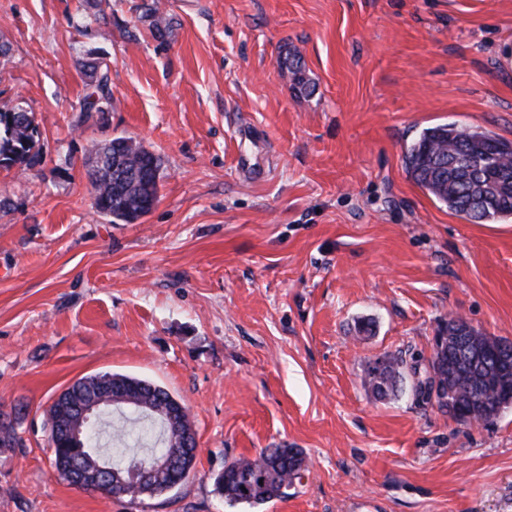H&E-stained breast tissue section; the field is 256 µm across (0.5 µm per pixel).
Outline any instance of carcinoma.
Returning <instances> with one entry per match:
<instances>
[{
    "label": "carcinoma",
    "instance_id": "cac0c4a2",
    "mask_svg": "<svg viewBox=\"0 0 512 512\" xmlns=\"http://www.w3.org/2000/svg\"><path fill=\"white\" fill-rule=\"evenodd\" d=\"M88 92L80 111L99 112V101L110 98L109 69L97 58L80 62ZM285 72L294 85H306L302 60L288 57ZM37 126L31 113L23 110L0 112V164L22 165L29 161L36 145ZM494 155V164H486V154ZM86 165L93 188L94 211L112 221L132 224L146 215L149 203L158 201L161 160L130 138L115 137L95 143L88 150ZM405 167L414 181L449 211L473 223H490L512 216V141L487 132L459 127L454 123L424 129L405 152ZM439 334L441 346L433 349L428 367L417 375L416 393L436 403L457 421L487 424L512 406V343H507V360L499 365L484 358L485 353L503 340L485 336L462 320L444 323ZM403 359L393 357L369 367L367 383L373 394L383 398L394 394L402 381ZM111 380L136 386L145 395L141 406L107 405L87 427L81 443L61 429L64 423L79 422V411L60 402L46 410L52 463L59 479L76 485L74 475L91 471L100 463L103 452L100 435L103 422L111 428L112 441L125 442V424L145 422V433L159 427L158 446L147 455L120 450L112 458L116 469L148 470L154 458L175 457L177 482L188 479L196 465L194 449L181 448L176 436L165 425L167 410L177 404L182 410V427L191 429L188 408L166 390L143 379L120 374L98 373L74 384L86 394H95L101 384ZM121 415L120 423L110 420ZM22 409L0 413V453L14 451L21 439L16 425ZM306 457L299 448H266L253 459L241 457L224 463L214 479V491L232 504H260L281 497L284 490L301 479Z\"/></svg>",
    "mask_w": 512,
    "mask_h": 512
}]
</instances>
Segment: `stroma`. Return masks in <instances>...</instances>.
<instances>
[{
  "instance_id": "stroma-1",
  "label": "stroma",
  "mask_w": 512,
  "mask_h": 512,
  "mask_svg": "<svg viewBox=\"0 0 512 512\" xmlns=\"http://www.w3.org/2000/svg\"><path fill=\"white\" fill-rule=\"evenodd\" d=\"M0 44V110L39 131L0 166V412L25 409L0 512H512V408L459 422L411 372L451 317L512 343V217L471 223L404 164L438 123L512 141V0H0ZM91 54L111 98L87 115ZM119 136L162 159L133 224L91 207L86 153ZM390 356L411 369L380 399ZM105 372L195 424L193 474L141 504L51 464L47 408ZM284 447L309 469L282 498L215 493L225 462ZM405 365L400 357H393L383 361L376 362L369 367L367 371V383L373 394L383 398L394 394L398 390V385L402 381V369Z\"/></svg>"
}]
</instances>
